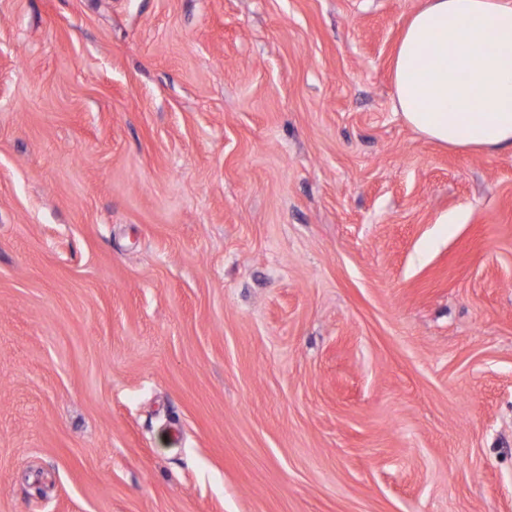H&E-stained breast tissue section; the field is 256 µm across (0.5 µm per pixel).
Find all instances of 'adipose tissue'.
<instances>
[{"label":"adipose tissue","instance_id":"adipose-tissue-1","mask_svg":"<svg viewBox=\"0 0 512 512\" xmlns=\"http://www.w3.org/2000/svg\"><path fill=\"white\" fill-rule=\"evenodd\" d=\"M395 108L450 148H512V0H426L393 66Z\"/></svg>","mask_w":512,"mask_h":512}]
</instances>
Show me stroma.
<instances>
[{"mask_svg": "<svg viewBox=\"0 0 512 512\" xmlns=\"http://www.w3.org/2000/svg\"><path fill=\"white\" fill-rule=\"evenodd\" d=\"M425 0H0V512H512V149L393 107Z\"/></svg>", "mask_w": 512, "mask_h": 512, "instance_id": "obj_1", "label": "stroma"}]
</instances>
